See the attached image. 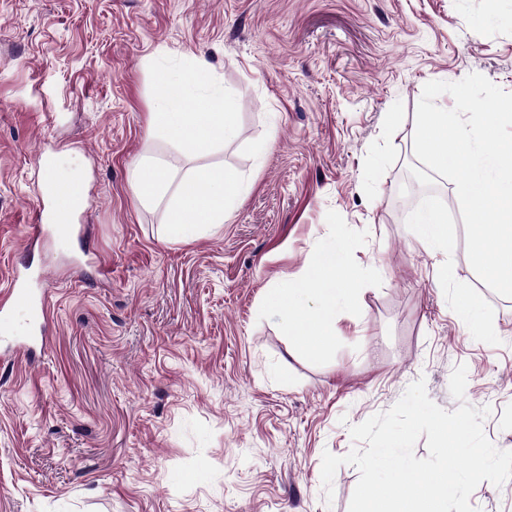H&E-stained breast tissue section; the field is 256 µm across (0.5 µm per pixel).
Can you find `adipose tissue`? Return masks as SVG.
<instances>
[{"instance_id": "adipose-tissue-1", "label": "adipose tissue", "mask_w": 512, "mask_h": 512, "mask_svg": "<svg viewBox=\"0 0 512 512\" xmlns=\"http://www.w3.org/2000/svg\"><path fill=\"white\" fill-rule=\"evenodd\" d=\"M206 79L200 64L179 77H162L160 100L151 114L153 135L177 143L189 159L236 135L223 88ZM130 182L139 205L163 208L164 235L173 242L192 241L224 223L244 193L241 180L223 166L192 165L179 173L149 157L136 163ZM411 224L414 239L425 248L451 249L448 216L441 208L427 204L413 214ZM361 277L350 267L344 243L336 240L308 256L301 280L268 292L267 304L283 312L288 324L291 354L309 359L324 354L336 335L339 313L352 316L362 306Z\"/></svg>"}]
</instances>
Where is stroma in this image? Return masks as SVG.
<instances>
[{
	"label": "stroma",
	"instance_id": "obj_1",
	"mask_svg": "<svg viewBox=\"0 0 512 512\" xmlns=\"http://www.w3.org/2000/svg\"><path fill=\"white\" fill-rule=\"evenodd\" d=\"M197 61L238 128L200 161L247 190L172 243L129 174L146 155L186 168L149 123L159 75ZM473 72L512 92V0H0V279L47 265L54 315L36 361L0 343V512H348L360 473L342 465L326 499L323 452L346 455L351 426L419 379L454 411L460 364L512 451V298L472 269L453 182L424 172L449 251L417 243L419 204L397 202L424 85ZM44 145L87 186L85 243L25 254ZM338 238L363 304L323 357L292 356L266 294ZM84 248L108 275L72 274Z\"/></svg>",
	"mask_w": 512,
	"mask_h": 512
}]
</instances>
